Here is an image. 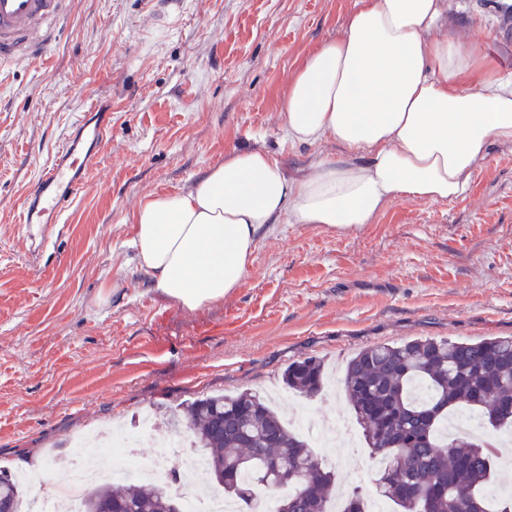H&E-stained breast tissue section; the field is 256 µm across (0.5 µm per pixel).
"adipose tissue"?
<instances>
[{
    "label": "adipose tissue",
    "instance_id": "adipose-tissue-1",
    "mask_svg": "<svg viewBox=\"0 0 512 512\" xmlns=\"http://www.w3.org/2000/svg\"><path fill=\"white\" fill-rule=\"evenodd\" d=\"M448 25L444 0H359L278 103L290 142L345 154L313 155L290 176L264 150L235 149L189 190L144 196L131 244L155 287L197 309L239 287L280 220L358 227L397 198L462 196L486 148L512 144V79Z\"/></svg>",
    "mask_w": 512,
    "mask_h": 512
}]
</instances>
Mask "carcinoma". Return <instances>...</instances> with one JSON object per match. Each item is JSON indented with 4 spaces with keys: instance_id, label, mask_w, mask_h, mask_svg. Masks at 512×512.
<instances>
[{
    "instance_id": "obj_1",
    "label": "carcinoma",
    "mask_w": 512,
    "mask_h": 512,
    "mask_svg": "<svg viewBox=\"0 0 512 512\" xmlns=\"http://www.w3.org/2000/svg\"><path fill=\"white\" fill-rule=\"evenodd\" d=\"M287 389L314 397L323 366L315 357L284 370ZM346 399L373 456L384 461L374 493L403 512H487L495 455L484 441H439L448 414L466 407L494 427H512V337L478 342L413 339L359 351L342 379ZM184 416L194 447L203 450L205 474L224 496L249 504L256 490H276L270 463L279 460L301 474L300 484L279 499L277 512H328L334 472L281 415L256 394H214L186 403ZM22 489L0 471V512H19ZM169 490L138 479L90 489L82 512H165ZM342 512H365L359 488L348 493Z\"/></svg>"
}]
</instances>
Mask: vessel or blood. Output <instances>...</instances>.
Segmentation results:
<instances>
[{
  "mask_svg": "<svg viewBox=\"0 0 512 512\" xmlns=\"http://www.w3.org/2000/svg\"><path fill=\"white\" fill-rule=\"evenodd\" d=\"M70 0H0V63L45 55L56 41V23ZM111 132L106 115L82 118L35 181L20 212L19 232L31 242H46L96 165L100 146Z\"/></svg>",
  "mask_w": 512,
  "mask_h": 512,
  "instance_id": "obj_1",
  "label": "vessel or blood"
}]
</instances>
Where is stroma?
Masks as SVG:
<instances>
[{
  "instance_id": "obj_1",
  "label": "stroma",
  "mask_w": 512,
  "mask_h": 512,
  "mask_svg": "<svg viewBox=\"0 0 512 512\" xmlns=\"http://www.w3.org/2000/svg\"><path fill=\"white\" fill-rule=\"evenodd\" d=\"M358 0H73L51 53L0 65V470L49 463L93 431L150 412L143 451L183 433L182 403L248 390L285 417L334 414L282 373L315 356L340 378L363 348L512 336V145L493 144L452 202H390L357 228L281 222L224 299L188 310L131 245L148 194L189 189L228 152L260 147L288 173L276 100L299 60L341 38ZM451 32L512 76V0H448ZM112 133L52 239L17 232L20 204L92 103Z\"/></svg>"
}]
</instances>
